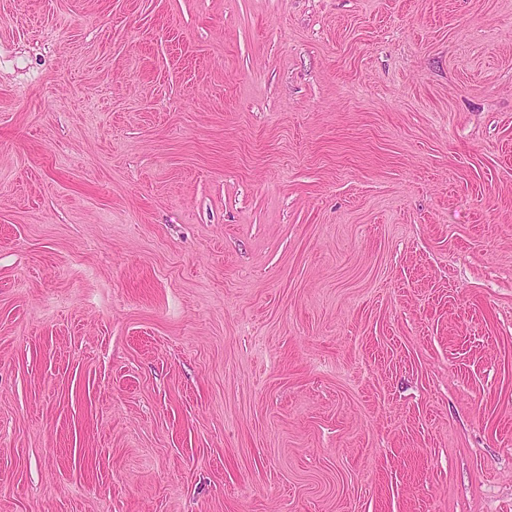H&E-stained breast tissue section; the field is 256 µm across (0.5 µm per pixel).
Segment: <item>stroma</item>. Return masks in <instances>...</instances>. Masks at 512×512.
<instances>
[{
    "label": "stroma",
    "instance_id": "obj_1",
    "mask_svg": "<svg viewBox=\"0 0 512 512\" xmlns=\"http://www.w3.org/2000/svg\"><path fill=\"white\" fill-rule=\"evenodd\" d=\"M0 512H512V0H0Z\"/></svg>",
    "mask_w": 512,
    "mask_h": 512
}]
</instances>
